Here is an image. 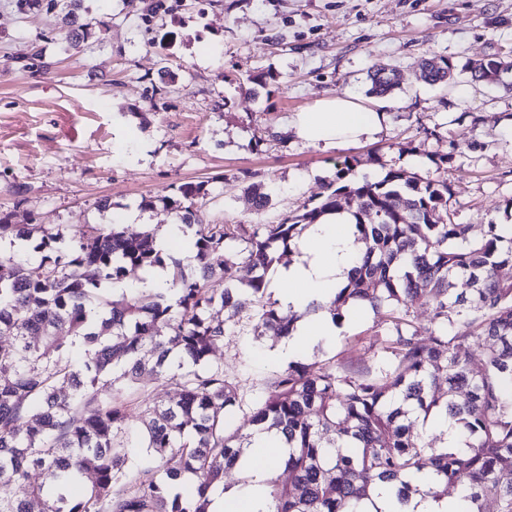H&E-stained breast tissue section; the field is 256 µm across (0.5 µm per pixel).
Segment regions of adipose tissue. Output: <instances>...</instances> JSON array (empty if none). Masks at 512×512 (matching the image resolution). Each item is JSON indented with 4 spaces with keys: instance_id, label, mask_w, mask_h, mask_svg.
<instances>
[{
    "instance_id": "obj_1",
    "label": "adipose tissue",
    "mask_w": 512,
    "mask_h": 512,
    "mask_svg": "<svg viewBox=\"0 0 512 512\" xmlns=\"http://www.w3.org/2000/svg\"><path fill=\"white\" fill-rule=\"evenodd\" d=\"M382 112L366 107L348 96L319 101L305 111L293 114L286 127L303 142L326 149L374 136L381 128ZM357 245L350 218L346 214L326 216L322 223L311 225L297 243L295 258L280 270L283 289L279 300L283 307L299 312L300 320L290 336L280 340L273 355L291 362L311 353L315 347L330 343L341 331L322 306L333 299L347 282V274L357 257ZM320 311H312V304ZM286 450L268 434L259 432L245 449L237 469L250 480L248 491L237 488L216 490L211 494L209 512H262L264 483L273 465L282 461ZM376 512H468L461 496L435 498L418 494L407 503H399L389 492L382 491L374 500Z\"/></svg>"
}]
</instances>
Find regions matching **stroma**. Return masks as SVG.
Listing matches in <instances>:
<instances>
[{"instance_id": "obj_1", "label": "stroma", "mask_w": 512, "mask_h": 512, "mask_svg": "<svg viewBox=\"0 0 512 512\" xmlns=\"http://www.w3.org/2000/svg\"><path fill=\"white\" fill-rule=\"evenodd\" d=\"M146 3L84 0L108 25L77 51L54 33L52 15H21L0 0V213L12 223L109 224L132 214L127 234H160L175 220L162 197L202 182L207 220L274 224L321 196L344 160L356 180L392 168L432 178V155L445 153L448 204L470 237L507 223L512 91L472 82L465 65L512 55V0H181L150 25ZM439 57L455 64L454 84L422 79V61ZM379 62L393 67L396 86L373 98L367 73ZM267 70L277 84L241 86ZM337 95L383 110L380 131L323 149L285 129L286 117ZM246 172L271 194L266 210L246 193ZM379 321L365 311L310 360L370 365ZM275 344L246 320L214 350L242 397L231 426L246 425L278 371L268 357Z\"/></svg>"}]
</instances>
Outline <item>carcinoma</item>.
I'll list each match as a JSON object with an SVG mask.
<instances>
[{
    "mask_svg": "<svg viewBox=\"0 0 512 512\" xmlns=\"http://www.w3.org/2000/svg\"><path fill=\"white\" fill-rule=\"evenodd\" d=\"M82 2L15 7L53 15L78 50L92 25ZM502 66L492 56L467 69L497 83ZM421 67L429 84L454 78L446 58ZM368 77L372 95L395 86L386 65ZM350 171L346 159L325 195L276 224L206 223L205 184L179 185L166 205L196 226L181 257L158 249L152 230L132 237L120 224L48 228L1 216L0 239L36 236L41 257L0 256V512H30L34 501L42 512H208L255 431L288 448L290 479L266 482L265 512H363L383 486L406 500L421 474L434 497L456 487L470 512H512V280L499 276L512 266V225L490 224L475 240L448 208L447 179L391 168L353 181ZM344 200L357 202L351 222L363 249L329 312L339 322L360 304L383 315L381 356L358 369L333 358L290 362L264 383L249 429H233L227 414L240 407L239 388L212 353L245 311L264 335L291 333L300 315L272 297L268 275L303 228L340 212ZM227 264L246 271L239 284L207 287ZM157 266L171 272L169 287H119L128 269ZM421 305L435 325L427 345L414 314ZM472 343L484 349L479 366L463 354ZM146 373L169 381L179 399L136 401ZM135 404L145 459L163 470L149 482L129 466ZM433 414L459 431L463 447L424 440ZM89 470L94 480L71 497ZM177 483L193 488L184 495Z\"/></svg>",
    "mask_w": 512,
    "mask_h": 512,
    "instance_id": "obj_1",
    "label": "carcinoma"
}]
</instances>
